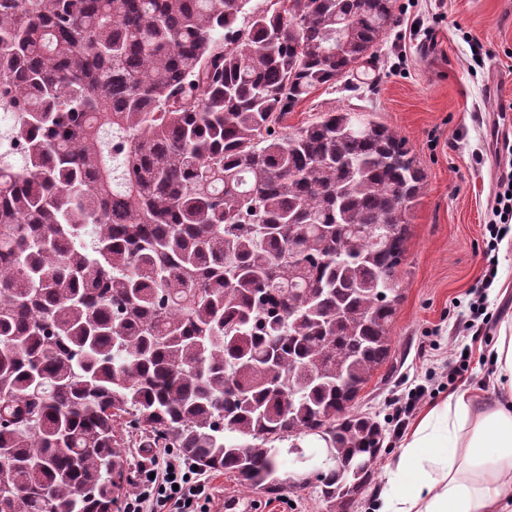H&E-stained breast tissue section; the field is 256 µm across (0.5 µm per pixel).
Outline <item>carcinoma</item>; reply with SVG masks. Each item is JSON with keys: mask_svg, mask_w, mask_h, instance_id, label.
<instances>
[{"mask_svg": "<svg viewBox=\"0 0 512 512\" xmlns=\"http://www.w3.org/2000/svg\"><path fill=\"white\" fill-rule=\"evenodd\" d=\"M252 2L0 0V512H117L129 433L270 493L312 431L330 512L373 479L426 175L346 109L277 127L393 0Z\"/></svg>", "mask_w": 512, "mask_h": 512, "instance_id": "1", "label": "carcinoma"}]
</instances>
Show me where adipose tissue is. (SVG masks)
Wrapping results in <instances>:
<instances>
[{
	"label": "adipose tissue",
	"mask_w": 512,
	"mask_h": 512,
	"mask_svg": "<svg viewBox=\"0 0 512 512\" xmlns=\"http://www.w3.org/2000/svg\"><path fill=\"white\" fill-rule=\"evenodd\" d=\"M490 353L497 390L460 388L422 417L376 512H512V324Z\"/></svg>",
	"instance_id": "ef3b65f1"
}]
</instances>
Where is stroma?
Wrapping results in <instances>:
<instances>
[{"label":"stroma","instance_id":"obj_1","mask_svg":"<svg viewBox=\"0 0 512 512\" xmlns=\"http://www.w3.org/2000/svg\"><path fill=\"white\" fill-rule=\"evenodd\" d=\"M363 72L320 87L288 113L297 128L321 113L362 112L405 139L427 178L409 222L403 298L392 323V350L361 390L354 408L383 428L382 451L369 486L348 512H373L384 476L404 444L393 434L390 400L418 385L439 384L448 359L466 357L462 385L494 384L484 342L463 332L472 291L496 270L486 306L512 317V244L491 239L500 159L512 140V0H395V20ZM212 501L240 497L249 512H327L307 485L277 495L251 491L234 476L208 474Z\"/></svg>","mask_w":512,"mask_h":512}]
</instances>
